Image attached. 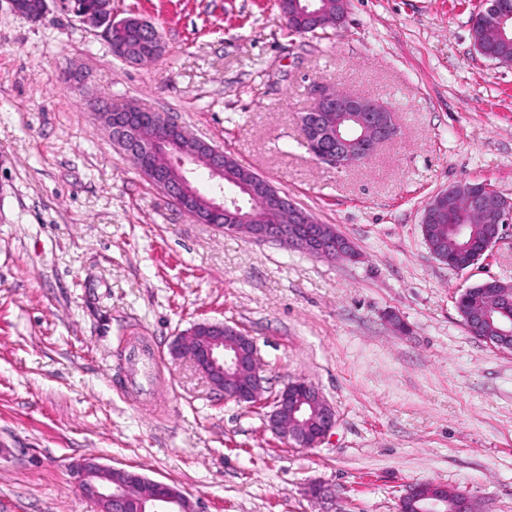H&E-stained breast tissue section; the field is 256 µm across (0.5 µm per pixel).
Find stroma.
I'll list each match as a JSON object with an SVG mask.
<instances>
[{"label": "stroma", "mask_w": 512, "mask_h": 512, "mask_svg": "<svg viewBox=\"0 0 512 512\" xmlns=\"http://www.w3.org/2000/svg\"><path fill=\"white\" fill-rule=\"evenodd\" d=\"M484 7L349 0L342 26L298 36L277 0H112L166 44L132 65L59 8L33 22L0 0V512H97L69 483L88 456L176 484L201 512H397L425 481L512 512V354L455 307L483 279L512 284V236L458 272L421 232L448 185L512 198V68L473 48ZM316 83L392 107L398 135L364 162L316 160L298 122ZM101 98L173 115L356 257L195 222L113 146ZM203 320L253 338L261 406L170 357ZM144 345L161 370L134 381L126 358ZM297 380L336 410L311 449L267 423Z\"/></svg>", "instance_id": "stroma-1"}]
</instances>
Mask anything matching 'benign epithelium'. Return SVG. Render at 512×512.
<instances>
[{"label":"benign epithelium","instance_id":"benign-epithelium-1","mask_svg":"<svg viewBox=\"0 0 512 512\" xmlns=\"http://www.w3.org/2000/svg\"><path fill=\"white\" fill-rule=\"evenodd\" d=\"M80 21L100 30L112 54L138 64L158 58L165 44L156 26L138 16L116 19L112 0H11L14 11L37 22L46 17L50 4ZM488 7L474 16L482 28H490L494 41L506 38L508 16L501 13L497 0H486ZM306 14L319 23L343 24L348 0H336L335 11L302 4ZM137 31L142 39L133 44L127 34ZM98 115L108 129L113 143L125 152L136 168L147 173L153 186L183 212L200 224L218 229L223 225L212 220L216 215L232 214L238 233L258 241L288 243L316 257L336 254L351 258L353 243L336 236L327 224L318 223L310 213L298 208L288 195L268 181L246 177L238 182L242 192L259 199L264 208L279 220L272 224L250 223L251 213L240 207L224 206V150L203 138L183 132L182 125L171 116L146 110L134 104L98 108ZM391 110L368 96L339 95L333 86L314 90L311 106L302 113L300 125L308 151L319 161L342 167L350 162L369 159L376 148L392 140L397 130L389 123ZM208 171V190L195 181L197 169ZM458 197L468 209L479 214L489 229L483 252L491 251L504 231L512 226V200L483 182H462L434 195L424 209L422 223L432 224ZM512 309V290L490 296L485 304L466 316L465 326L476 335L490 312ZM169 355L186 359L212 387L227 400L254 404L261 401L265 377L263 364L254 340L237 328L222 322L201 321L169 345ZM269 427L281 439L300 448H315L336 425V411L314 386L298 381L288 384L274 398L267 415ZM69 473L81 493L95 501L100 512H199L196 504L177 486L152 480L145 475L114 468L95 456L69 463ZM445 487L422 492L413 484L398 500V512H441L445 504Z\"/></svg>","mask_w":512,"mask_h":512}]
</instances>
